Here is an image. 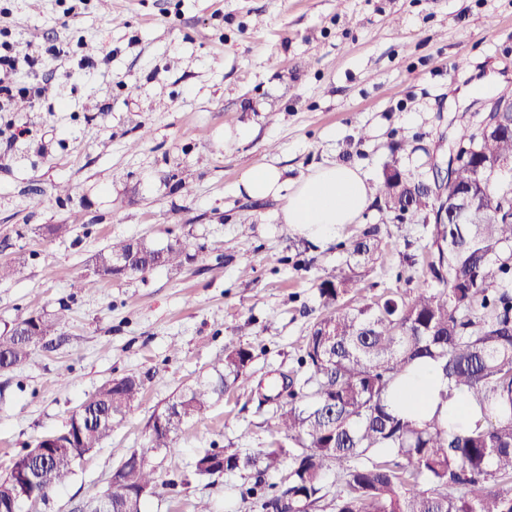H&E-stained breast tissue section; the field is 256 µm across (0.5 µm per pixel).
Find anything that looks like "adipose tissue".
I'll return each instance as SVG.
<instances>
[{"mask_svg":"<svg viewBox=\"0 0 512 512\" xmlns=\"http://www.w3.org/2000/svg\"><path fill=\"white\" fill-rule=\"evenodd\" d=\"M238 190L253 199H280L282 223L306 240L326 239L345 225L356 223L367 208L370 190L359 170L349 165H322L295 182L280 168L261 165L247 170Z\"/></svg>","mask_w":512,"mask_h":512,"instance_id":"ef3b65f1","label":"adipose tissue"}]
</instances>
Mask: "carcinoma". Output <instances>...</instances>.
Returning <instances> with one entry per match:
<instances>
[{"mask_svg": "<svg viewBox=\"0 0 512 512\" xmlns=\"http://www.w3.org/2000/svg\"><path fill=\"white\" fill-rule=\"evenodd\" d=\"M497 100L476 129L462 128L455 147L474 148L470 162L448 177V190H472L477 208L495 213L487 224H435L425 258L437 286L420 285L413 295L386 296L349 308L341 299L354 284L353 266L386 261L387 245L377 228L364 233L349 249L352 262L317 284L324 312L306 337L299 370L275 386L278 400L273 433L291 440L241 452L224 451L219 460L205 449L195 458L194 473L212 477L253 471L256 495L261 476L288 462L280 489L262 500V512H512V183H497L487 166L512 165V134L487 136L486 127L512 123V112H500ZM411 184L395 166L383 172L381 211L394 215L407 208L414 220L435 211L432 196L400 192L398 181ZM195 244L178 239L164 248L144 240L114 241L95 256V273L114 274L112 258H132L133 278L163 266L179 269L193 257ZM22 322L27 337L0 333V369L26 363L33 347L58 336L57 321L46 315ZM437 363L448 391L431 418L417 421L396 412L397 387L417 364ZM250 345L225 350L217 376L180 394L152 416L147 447L119 464L106 492L112 512H143L145 498L155 494L158 478L148 452L168 448L183 427L204 414L212 402L240 389L250 378ZM141 377L121 383L108 380L81 405L78 425L54 434L69 448H97L140 400ZM459 394L481 416L467 430L449 427L441 408L450 393ZM338 466L341 489L330 493L326 472ZM72 454L52 455L38 488L50 493L74 474Z\"/></svg>", "mask_w": 512, "mask_h": 512, "instance_id": "carcinoma-1", "label": "carcinoma"}]
</instances>
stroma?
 I'll list each match as a JSON object with an SVG mask.
<instances>
[{
    "label": "stroma",
    "instance_id": "obj_1",
    "mask_svg": "<svg viewBox=\"0 0 512 512\" xmlns=\"http://www.w3.org/2000/svg\"><path fill=\"white\" fill-rule=\"evenodd\" d=\"M1 29L20 49L67 53L48 56L45 93L27 111L0 112V263L21 266L0 282V332L45 313L68 341L0 371V475L105 381H144L140 402L36 512H84L145 446L152 415L215 377L226 348L254 344L256 381L296 367L321 312L319 277L344 267L368 228L390 258L359 269L345 304L412 295L428 277L430 234L384 221L385 167L431 177L458 129L512 96V0H0ZM481 80L489 92L471 94ZM327 163L359 167L371 191L358 223L327 243L280 223L281 201L236 189L252 167L293 182ZM48 224L74 230L54 239ZM183 236L197 250L181 271L87 289L112 241ZM272 416L247 387L216 401L151 453L160 487L145 512H261L248 488L275 492L287 468L201 478L193 462L213 446L266 447Z\"/></svg>",
    "mask_w": 512,
    "mask_h": 512
}]
</instances>
